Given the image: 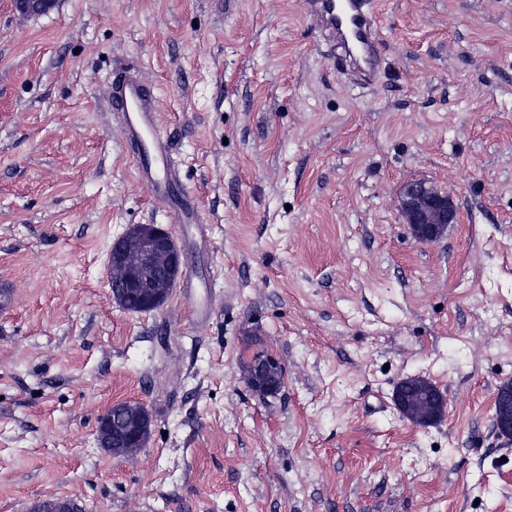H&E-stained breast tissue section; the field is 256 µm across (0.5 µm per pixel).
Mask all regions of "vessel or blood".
Returning <instances> with one entry per match:
<instances>
[{
    "label": "vessel or blood",
    "instance_id": "obj_1",
    "mask_svg": "<svg viewBox=\"0 0 512 512\" xmlns=\"http://www.w3.org/2000/svg\"><path fill=\"white\" fill-rule=\"evenodd\" d=\"M302 11L315 21L324 42L347 59L351 80L363 87L374 84L381 27L373 0H302ZM108 101L124 126L138 176L154 180L159 200L170 199L177 179L168 142L157 131L155 86L132 77L112 85Z\"/></svg>",
    "mask_w": 512,
    "mask_h": 512
}]
</instances>
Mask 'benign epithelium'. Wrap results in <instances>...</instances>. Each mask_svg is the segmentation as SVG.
Instances as JSON below:
<instances>
[{
  "instance_id": "benign-epithelium-1",
  "label": "benign epithelium",
  "mask_w": 512,
  "mask_h": 512,
  "mask_svg": "<svg viewBox=\"0 0 512 512\" xmlns=\"http://www.w3.org/2000/svg\"><path fill=\"white\" fill-rule=\"evenodd\" d=\"M401 209L413 236L422 242L441 238L448 225L457 223V209L451 196L426 181H413L401 191ZM112 298L125 311V289L134 288L142 300L140 309L147 313L161 307L173 291L183 272L181 249L168 231L143 224H131L111 245L107 259ZM277 367L270 357L258 354L248 365V384L261 397L271 395L264 374ZM394 401L399 412L419 425L433 423L445 412V401L439 389L427 380L402 379ZM125 412L116 406L105 410L98 419V442L113 449L112 457L128 458L139 454L151 436V417L146 407L134 401ZM494 420L499 427L512 424V392L497 391L494 397ZM38 512H81L72 500L64 497L43 499Z\"/></svg>"
}]
</instances>
